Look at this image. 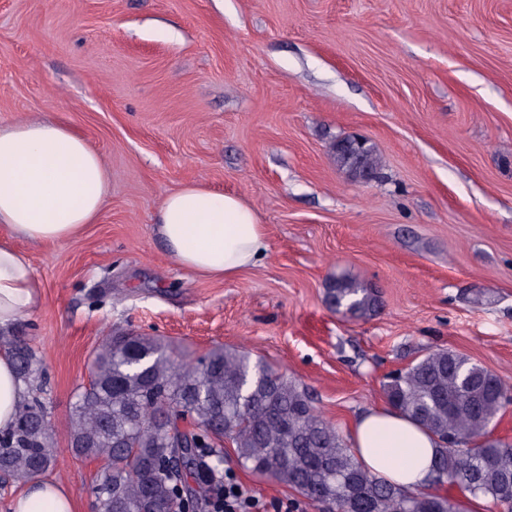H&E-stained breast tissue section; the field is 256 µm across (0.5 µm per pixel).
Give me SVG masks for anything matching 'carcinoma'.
<instances>
[{"instance_id":"1","label":"carcinoma","mask_w":512,"mask_h":512,"mask_svg":"<svg viewBox=\"0 0 512 512\" xmlns=\"http://www.w3.org/2000/svg\"><path fill=\"white\" fill-rule=\"evenodd\" d=\"M336 163L377 174L370 144L355 153L338 142ZM326 305L351 319L375 316L378 291L346 274L324 283ZM29 395L13 429L0 436V477L24 484L56 463L43 398L45 370L23 336L0 337ZM387 402L441 439L432 480L512 512V443L493 430L512 404V384L470 357L442 347L387 377ZM71 448L101 459L92 486L97 512H184L186 489L199 508L224 483V456L214 439L234 445L238 464L336 512H459L451 496L409 493L367 471L314 404L307 388L270 365L251 363L242 346H216L194 360L176 358L164 339L115 333L96 348L90 381L72 407ZM455 446L447 445L448 437Z\"/></svg>"}]
</instances>
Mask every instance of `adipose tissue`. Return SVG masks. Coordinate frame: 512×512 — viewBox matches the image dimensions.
I'll return each mask as SVG.
<instances>
[{"mask_svg": "<svg viewBox=\"0 0 512 512\" xmlns=\"http://www.w3.org/2000/svg\"><path fill=\"white\" fill-rule=\"evenodd\" d=\"M109 187L100 154L67 124L22 119L0 127V331L43 307L44 284L30 247L71 239L95 223ZM152 231L171 263L204 278H233L269 251L256 210L199 181L164 196ZM27 396L12 356L0 350V434L11 430ZM348 443L377 477L440 494L430 478L438 438L393 408L378 406L355 418ZM11 512H77V504L63 483L38 478L17 492Z\"/></svg>", "mask_w": 512, "mask_h": 512, "instance_id": "obj_1", "label": "adipose tissue"}]
</instances>
